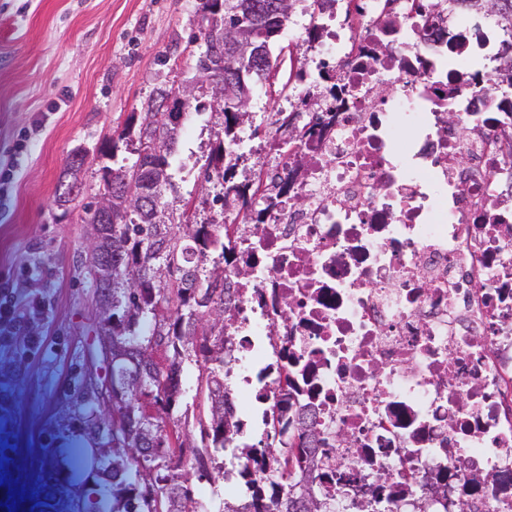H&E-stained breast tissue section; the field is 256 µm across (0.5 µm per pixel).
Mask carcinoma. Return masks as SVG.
Masks as SVG:
<instances>
[{
    "mask_svg": "<svg viewBox=\"0 0 512 512\" xmlns=\"http://www.w3.org/2000/svg\"><path fill=\"white\" fill-rule=\"evenodd\" d=\"M224 6V22L229 31L224 41L237 43L241 51L224 46V98L221 99L224 137L216 140L207 157L208 167L221 186L214 201L227 204V198L240 201L252 223L262 224L272 205L260 206L258 190L250 180L237 179V163L232 146L240 127L249 120L247 105L227 93L229 89H246L266 80L270 71V40L288 24L299 0H201V12L207 14L217 2ZM474 13L494 17L505 30L512 31V0H471ZM167 120L162 112L131 113L126 125L112 141V149L101 156H114L117 142L150 140L163 131ZM178 138L169 141L160 155H138L129 167H100L104 192L112 198H124L126 179L133 171L152 172L161 166L165 183H170L169 157L175 153ZM141 188L146 202L132 199L124 211L105 213L100 205L85 207L84 222L97 227L99 241L91 243L93 251L82 262L84 277L94 289L105 324L101 335L112 337V344L124 349L123 357L112 360V417L90 406L85 426L100 436L96 450H87L72 462L77 473H96V488L84 496L72 494L68 484L71 474L54 463L40 473L36 498L40 512H199L185 476L194 469L199 478L210 475L207 464L224 469L220 455L236 448V458L243 457L263 466L271 463L278 480L259 483L250 472L239 471L246 493L236 503H224L220 512H335L325 506L329 495L321 487L328 478L319 470L318 455H327L331 444L311 424L297 420L292 412L290 372L283 376L284 397L280 412L288 415V454L258 452L249 446L235 445L242 423L235 420L224 383L231 361V348L224 339L228 309L224 308V264L231 258L237 227L217 219L192 224H176L168 213L163 187L145 179ZM82 192L76 176L63 177L57 196L63 203ZM167 211L166 223L152 221L154 206ZM112 267V279L92 276L91 268ZM163 348L165 365L153 359ZM195 358L200 384L205 386L207 420L202 439L210 451L193 452L187 435L175 430L167 433L163 415L178 406L182 397L181 372L185 360ZM152 397L160 405L156 414L144 416L142 399ZM166 446L160 455L146 453V448ZM314 483L317 502L301 500L292 488L304 482Z\"/></svg>",
    "mask_w": 512,
    "mask_h": 512,
    "instance_id": "cac0c4a2",
    "label": "carcinoma"
}]
</instances>
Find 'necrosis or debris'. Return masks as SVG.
Instances as JSON below:
<instances>
[{
    "mask_svg": "<svg viewBox=\"0 0 512 512\" xmlns=\"http://www.w3.org/2000/svg\"><path fill=\"white\" fill-rule=\"evenodd\" d=\"M368 2L327 29L344 93L302 164L278 166L266 223L238 227L234 412L273 408L291 365L337 434V506L381 474L402 504L420 478L470 512H512V96L466 64L512 65V34Z\"/></svg>",
    "mask_w": 512,
    "mask_h": 512,
    "instance_id": "necrosis-or-debris-1",
    "label": "necrosis or debris"
}]
</instances>
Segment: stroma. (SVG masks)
<instances>
[{
    "label": "stroma",
    "mask_w": 512,
    "mask_h": 512,
    "mask_svg": "<svg viewBox=\"0 0 512 512\" xmlns=\"http://www.w3.org/2000/svg\"><path fill=\"white\" fill-rule=\"evenodd\" d=\"M311 10L298 0L290 22L301 36L279 33L270 47L282 66L274 86L253 91L249 110L260 133L243 165L264 167L257 147L278 137L272 120L293 80L309 111L322 104L309 42ZM200 0H0V302L23 310L22 324L0 343V512L11 491L28 512L35 480L54 449L66 463L84 432L85 387L106 381L109 364L97 344L96 296L82 271L90 227L85 204L102 188L98 161H89L83 189L70 205L56 203V187L70 152L111 142L130 113L162 86L179 88L194 76ZM171 164L189 161V178L173 176L165 199L173 213L192 202L196 221L219 215L207 183V156L221 130L208 90L196 91ZM199 371L185 361L181 428L200 443L207 406L196 396Z\"/></svg>",
    "instance_id": "stroma-1"
}]
</instances>
